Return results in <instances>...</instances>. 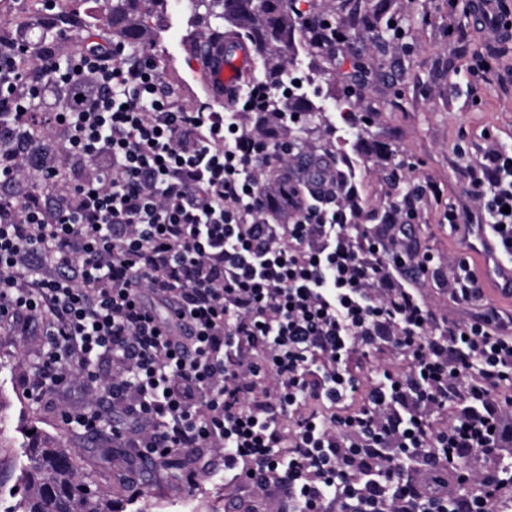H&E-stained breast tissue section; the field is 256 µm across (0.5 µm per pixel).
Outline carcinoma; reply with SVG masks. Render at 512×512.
Returning <instances> with one entry per match:
<instances>
[{
    "label": "carcinoma",
    "mask_w": 512,
    "mask_h": 512,
    "mask_svg": "<svg viewBox=\"0 0 512 512\" xmlns=\"http://www.w3.org/2000/svg\"><path fill=\"white\" fill-rule=\"evenodd\" d=\"M112 29L128 42L137 43L148 27V18L166 0H111ZM204 9L202 18L216 16L230 27L213 29L209 36L233 47L239 39L251 44L265 60L263 83H280L286 71V56L293 47L297 20L288 0H193ZM288 108L268 99L257 108L260 119L254 139L263 135L270 121L268 112H286ZM34 464L14 485L10 497L14 504L5 512H117L112 495L92 485L88 474L72 451L51 436L28 440Z\"/></svg>",
    "instance_id": "1"
}]
</instances>
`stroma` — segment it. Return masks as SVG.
Returning a JSON list of instances; mask_svg holds the SVG:
<instances>
[{
	"label": "stroma",
	"instance_id": "stroma-1",
	"mask_svg": "<svg viewBox=\"0 0 512 512\" xmlns=\"http://www.w3.org/2000/svg\"><path fill=\"white\" fill-rule=\"evenodd\" d=\"M82 19V38L112 31L108 0H0V36L16 35L29 43L39 39L37 24L46 8ZM296 11H312L347 29L351 47L329 52L309 44L305 31L295 33L289 60L304 66L313 86L308 99L314 118L303 119L295 138L327 154L356 179L361 221L378 223L390 192L404 194L410 185H439V198L427 199L414 224L421 250L448 257L465 253V230H451L446 210L467 212L473 202L463 173L487 145L512 149V75L490 71L483 79L471 73L472 56L502 54L512 65V40L501 41L466 16V0H294ZM221 20L197 19L192 0H169L166 12L151 20L147 42L166 83L186 110L209 100L197 70L200 59L190 51L207 27ZM211 100V99H210ZM40 356L39 339L0 329V420L7 431L0 438V487L14 486L29 458L23 428L60 437L84 464L93 466V480L111 490L117 501L136 498L154 502L168 512L177 499H192L195 512H226L230 502L243 500L255 512H273L271 499L243 483L217 484L221 462L210 451L182 454L174 461L183 473L199 472L195 485L170 483L161 467L130 463L128 451H112L111 464L98 460L101 446L63 423L60 412L68 398L51 394L35 401L26 394L25 379ZM213 475H205L206 467Z\"/></svg>",
	"mask_w": 512,
	"mask_h": 512
}]
</instances>
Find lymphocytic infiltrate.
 <instances>
[{"label":"lymphocytic infiltrate","mask_w":512,"mask_h":512,"mask_svg":"<svg viewBox=\"0 0 512 512\" xmlns=\"http://www.w3.org/2000/svg\"><path fill=\"white\" fill-rule=\"evenodd\" d=\"M0 40V325L42 339L27 393L143 459L208 448L276 512H503L512 490V316L468 257L440 270L411 224L416 184L358 224L356 187L286 142L247 146L246 101L184 111L147 46ZM307 193L274 223V161ZM512 262V149L468 171ZM445 277L477 306L423 298ZM111 374H100L102 361ZM424 294L432 301L443 307L448 308V316L453 319L466 320L470 319L472 315L478 310L475 307L464 304H455L448 299L447 295L442 290L434 288L432 284L426 285Z\"/></svg>","instance_id":"obj_1"}]
</instances>
